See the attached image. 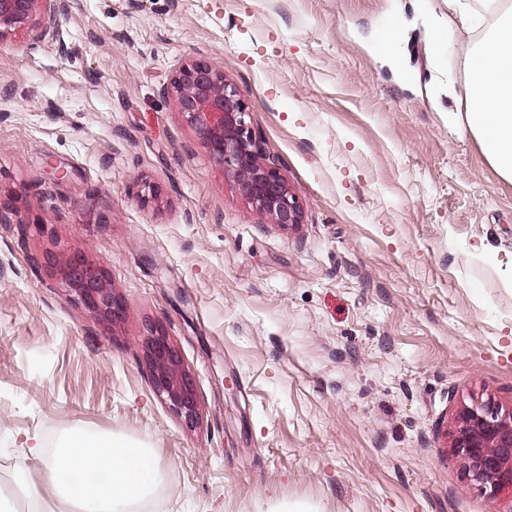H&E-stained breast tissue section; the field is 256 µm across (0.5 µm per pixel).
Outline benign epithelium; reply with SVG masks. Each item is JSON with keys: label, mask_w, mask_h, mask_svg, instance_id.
Returning a JSON list of instances; mask_svg holds the SVG:
<instances>
[{"label": "benign epithelium", "mask_w": 512, "mask_h": 512, "mask_svg": "<svg viewBox=\"0 0 512 512\" xmlns=\"http://www.w3.org/2000/svg\"><path fill=\"white\" fill-rule=\"evenodd\" d=\"M70 0H0V42L68 15ZM166 90L175 110L204 145L209 160L248 201L252 209L284 229L302 223V207L275 159L262 152V137L249 122V109L224 70L207 58L180 66ZM62 284L95 317L115 325L127 304L100 269L81 254L62 261ZM146 357L160 398L185 421L196 418L194 383L180 355L161 331L149 336ZM453 455L467 485L497 500L512 495V408L477 403L462 407L451 434Z\"/></svg>", "instance_id": "1"}]
</instances>
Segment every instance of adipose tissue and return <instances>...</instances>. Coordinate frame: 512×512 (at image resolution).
Segmentation results:
<instances>
[{
  "label": "adipose tissue",
  "mask_w": 512,
  "mask_h": 512,
  "mask_svg": "<svg viewBox=\"0 0 512 512\" xmlns=\"http://www.w3.org/2000/svg\"><path fill=\"white\" fill-rule=\"evenodd\" d=\"M464 31L483 29L467 60L463 86L469 134L479 143L488 163L512 180V12L484 23L466 4L458 6ZM36 469L14 475L17 492L42 512L43 504L59 502L73 512H138L160 483L154 451L118 436L83 428L70 430L52 455L32 442Z\"/></svg>",
  "instance_id": "ef3b65f1"
}]
</instances>
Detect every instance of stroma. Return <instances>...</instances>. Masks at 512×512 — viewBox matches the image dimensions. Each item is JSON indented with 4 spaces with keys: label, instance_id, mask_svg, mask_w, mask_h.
<instances>
[{
    "label": "stroma",
    "instance_id": "35a3bbf8",
    "mask_svg": "<svg viewBox=\"0 0 512 512\" xmlns=\"http://www.w3.org/2000/svg\"><path fill=\"white\" fill-rule=\"evenodd\" d=\"M384 13L393 59L374 50ZM476 41L448 0H76L8 38L0 487L26 436L49 454L84 427L154 449L145 512H506L446 452L462 406H512V181L462 120ZM199 57L247 103L301 224L252 211L165 94ZM71 252L122 322L68 296ZM155 330L195 381L194 425L153 388ZM61 278L69 295L99 320L115 325L124 318L125 299L116 294L100 269L83 255L72 254L62 261Z\"/></svg>",
    "mask_w": 512,
    "mask_h": 512
}]
</instances>
